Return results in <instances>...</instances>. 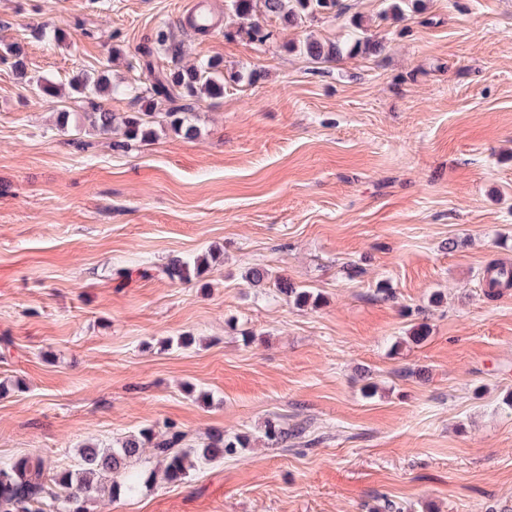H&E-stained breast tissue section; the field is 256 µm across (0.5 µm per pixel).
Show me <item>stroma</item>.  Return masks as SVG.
I'll return each instance as SVG.
<instances>
[{"instance_id": "stroma-1", "label": "stroma", "mask_w": 512, "mask_h": 512, "mask_svg": "<svg viewBox=\"0 0 512 512\" xmlns=\"http://www.w3.org/2000/svg\"><path fill=\"white\" fill-rule=\"evenodd\" d=\"M345 2L262 45L176 26L188 0H0L29 76L0 63V461L75 470L85 442L173 424L249 445L89 512H512V289L482 281L512 263V0ZM160 29L182 64L223 59L224 95L198 138L113 149L67 83L108 72V108L134 111ZM363 29L380 54L287 47ZM209 252L191 282L161 272ZM271 421L308 429L274 447ZM499 270L500 274L503 276H507V280H505L498 273H493L488 275L494 270ZM487 277L486 284L484 289V295L491 299L495 298L499 294V290L502 287H511L512 286V265L506 262H492L486 269ZM275 280L279 291L282 294L288 296V298H292L295 305L305 306L307 304H318L320 298L317 295H314L312 292L306 289L296 288L291 282L288 281L287 278L277 277Z\"/></svg>"}]
</instances>
